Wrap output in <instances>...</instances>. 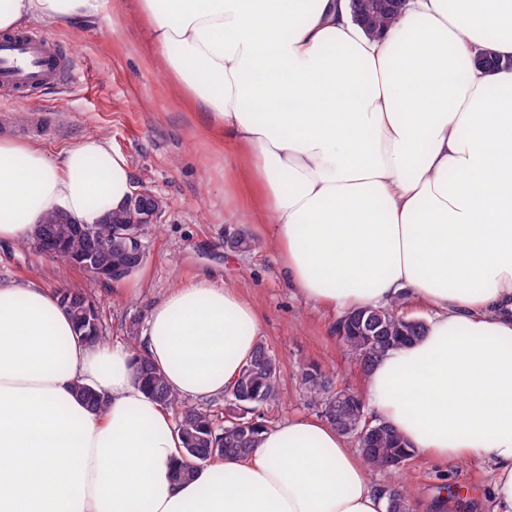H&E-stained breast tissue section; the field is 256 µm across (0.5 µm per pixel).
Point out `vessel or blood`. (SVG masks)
I'll use <instances>...</instances> for the list:
<instances>
[{
  "label": "vessel or blood",
  "instance_id": "1",
  "mask_svg": "<svg viewBox=\"0 0 512 512\" xmlns=\"http://www.w3.org/2000/svg\"><path fill=\"white\" fill-rule=\"evenodd\" d=\"M73 68L67 51L37 31L0 36V96L37 94L63 84Z\"/></svg>",
  "mask_w": 512,
  "mask_h": 512
}]
</instances>
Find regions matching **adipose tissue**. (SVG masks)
Returning <instances> with one entry per match:
<instances>
[{
  "label": "adipose tissue",
  "instance_id": "1",
  "mask_svg": "<svg viewBox=\"0 0 512 512\" xmlns=\"http://www.w3.org/2000/svg\"><path fill=\"white\" fill-rule=\"evenodd\" d=\"M109 0H0V31L101 17ZM349 0H140L150 44L230 143L295 291L348 311L412 295L425 333L367 376L372 416L440 468L492 473L489 512H512V0H408L370 35ZM457 182H449V173ZM133 191L99 135L60 160L0 140V240L64 212L100 222ZM259 318L236 289L197 281L152 308L141 349L179 397L224 394ZM105 394L103 411L76 393ZM169 412L134 377L131 348L91 345L55 292L0 283V512H384L385 487L326 422L265 430L248 459L188 481Z\"/></svg>",
  "mask_w": 512,
  "mask_h": 512
}]
</instances>
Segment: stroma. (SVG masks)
I'll use <instances>...</instances> for the list:
<instances>
[{
  "label": "stroma",
  "mask_w": 512,
  "mask_h": 512,
  "mask_svg": "<svg viewBox=\"0 0 512 512\" xmlns=\"http://www.w3.org/2000/svg\"><path fill=\"white\" fill-rule=\"evenodd\" d=\"M72 48V82L40 96H17L0 105V138L39 143L51 156L89 135L106 137L128 160L135 188L163 202L158 223L142 237L141 267L118 282L88 276L34 249L0 243V281L37 280L55 291L75 288L98 304L108 343L127 344L131 322L146 324L151 308L177 285L206 280L239 290L259 315L258 333L280 369L278 404L260 408L266 427L295 416L319 418L300 387V368L316 365L339 386L362 393L365 375L340 340L338 313L298 295L282 276L274 247L249 253L225 250L230 213L240 204L224 168V146L203 130L177 84L146 40L138 0H119L116 14L93 23L44 27ZM373 481H402L412 504L445 500L447 512H482L491 482L488 468L468 461L439 470L413 456L399 473L375 472Z\"/></svg>",
  "instance_id": "1"
}]
</instances>
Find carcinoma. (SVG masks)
<instances>
[{
    "instance_id": "obj_1",
    "label": "carcinoma",
    "mask_w": 512,
    "mask_h": 512,
    "mask_svg": "<svg viewBox=\"0 0 512 512\" xmlns=\"http://www.w3.org/2000/svg\"><path fill=\"white\" fill-rule=\"evenodd\" d=\"M362 12L368 19L366 29L377 31L394 21L398 14L378 8V0H362ZM101 223L88 227L86 232L74 231L71 218L63 213L47 217L40 225L42 246L46 250L80 266L91 251H98L100 266L107 270L130 265V255L113 245L122 224H138L140 211L130 205L119 210L101 204ZM224 246L236 253L250 252L257 243L240 229L224 241ZM61 306L71 316L76 335L95 343L103 336L100 309L83 291L61 288L57 291ZM399 303L384 308L362 307L354 315L370 317L371 335L354 331L342 337L343 343L367 372L389 351L411 343L425 332V321L401 314ZM136 380L155 402L173 412L176 428L184 440L183 453L188 464L175 471L179 481L192 476V465L222 459L226 456L246 457L258 447L265 426L253 418L256 410L278 402L280 397L279 367L270 350L261 340L256 341L252 354L243 365L233 386L228 389L224 427L215 426L208 410L185 403L167 387L161 371L147 358L135 359ZM301 382L311 402L319 405L327 423L343 436L356 440L362 458L370 470L393 468V463L408 461L412 453L403 436L390 424L376 419L368 420L362 399L344 389L339 395L333 377L317 368L302 371ZM79 396L94 410L106 405L105 396L84 386L77 387ZM386 512H412V504L405 488L397 484L389 492Z\"/></svg>"
}]
</instances>
